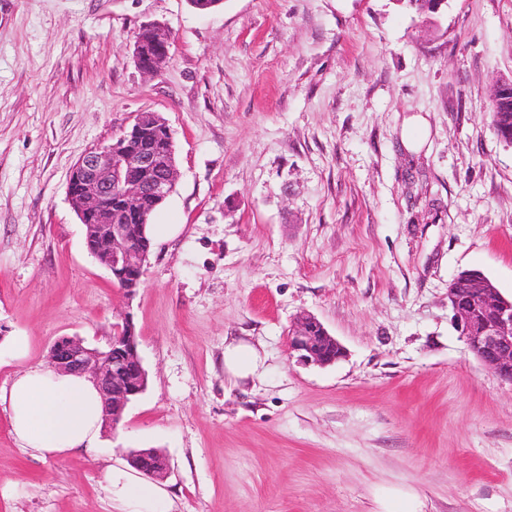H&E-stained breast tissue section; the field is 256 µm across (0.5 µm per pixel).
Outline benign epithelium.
<instances>
[{
    "instance_id": "1",
    "label": "benign epithelium",
    "mask_w": 512,
    "mask_h": 512,
    "mask_svg": "<svg viewBox=\"0 0 512 512\" xmlns=\"http://www.w3.org/2000/svg\"><path fill=\"white\" fill-rule=\"evenodd\" d=\"M142 31L150 37L155 53L145 61L139 55L140 47H135L137 65L153 74L169 57L170 37L155 25H146ZM149 116L142 112L135 118L143 142L159 128ZM176 177L172 155H159L147 147L131 148L123 137L89 152L75 164L68 194L80 223L99 225L98 235L108 241V246L98 247L94 238L85 237L89 253L111 274L123 278L131 270H145L149 256L134 244L122 216L140 215L147 195L156 204L163 203L173 192ZM114 195L119 201L116 209L112 208ZM448 303L469 350L502 380L512 383V299L504 298L481 272L468 270L449 284ZM289 336L291 351L304 363L325 366L345 356L341 343L312 315L299 316ZM51 356L56 369L89 375L108 407L111 430L120 423L129 397L144 389L145 369L134 346L125 351L110 341L102 348L88 347L81 339L63 336L52 344ZM129 462L151 478L167 473L166 463L146 467L134 456Z\"/></svg>"
}]
</instances>
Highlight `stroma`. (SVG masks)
<instances>
[{
    "mask_svg": "<svg viewBox=\"0 0 512 512\" xmlns=\"http://www.w3.org/2000/svg\"><path fill=\"white\" fill-rule=\"evenodd\" d=\"M149 24L171 36L154 75ZM510 77L512 0H0V340L30 339L0 388L127 313L148 373L96 455L36 458L0 407V512H123L106 469L141 448L168 461L161 512H512V384L448 307L472 269L512 298ZM141 112L178 179L129 298L67 186ZM303 313L342 359L291 354ZM241 343L246 378L224 369ZM141 30L146 32L150 37L149 40L146 34L139 35L144 54L153 53L152 45L155 47L156 51L150 57V59L144 61V57L140 55V44H136L135 52L137 65L145 73L153 74L161 67L163 63L166 62L169 57L171 45L170 37L160 27L155 25H146ZM512 93V80H501L494 91L492 105H495L500 99L495 111L492 107V122L497 134L502 137L506 133L511 134L512 130V102L504 103L502 98L507 97ZM508 108L507 112H501ZM257 368L256 356L252 349L233 346L224 349V369L233 375L247 376Z\"/></svg>",
    "mask_w": 512,
    "mask_h": 512,
    "instance_id": "1",
    "label": "stroma"
}]
</instances>
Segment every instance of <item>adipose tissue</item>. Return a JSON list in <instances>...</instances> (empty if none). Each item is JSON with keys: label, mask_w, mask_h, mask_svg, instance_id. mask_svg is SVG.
I'll list each match as a JSON object with an SVG mask.
<instances>
[{"label": "adipose tissue", "mask_w": 512, "mask_h": 512, "mask_svg": "<svg viewBox=\"0 0 512 512\" xmlns=\"http://www.w3.org/2000/svg\"><path fill=\"white\" fill-rule=\"evenodd\" d=\"M14 435L23 447L40 455L74 450L97 453L102 432V399L85 375L38 365L0 388ZM106 479L112 496L144 508L165 496L164 488L132 478L117 465L108 466Z\"/></svg>", "instance_id": "obj_1"}]
</instances>
